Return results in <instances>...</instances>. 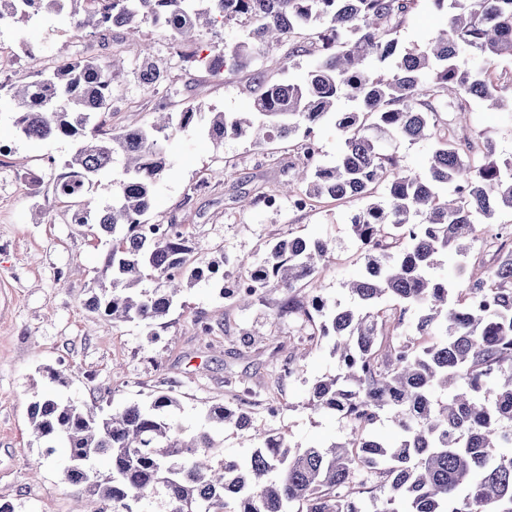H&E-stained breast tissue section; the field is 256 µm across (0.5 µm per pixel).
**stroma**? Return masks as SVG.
<instances>
[{"label":"stroma","mask_w":512,"mask_h":512,"mask_svg":"<svg viewBox=\"0 0 512 512\" xmlns=\"http://www.w3.org/2000/svg\"><path fill=\"white\" fill-rule=\"evenodd\" d=\"M449 22V15L429 0H416L396 37L401 47L413 48ZM140 29L136 51L122 28L104 35L75 33L66 9L0 24L5 60L0 84L24 85L64 62L115 58L121 68L112 76L107 132L119 133L135 120L148 122L162 99L175 114L200 107L192 127L174 124L167 131L168 170L156 188L151 214L181 225L199 251L223 257V271L184 289L154 324L105 322L89 310L87 300L111 243L95 225L73 223L72 207L53 187L74 145L67 139L20 137L14 113L0 109L5 147L0 153V502L12 504L15 512H74L77 506L76 487L61 475L64 448L46 452L31 433L28 408L38 392L115 411L170 386L180 400L178 421L191 431L209 405L235 403L244 385L252 392L250 411L257 425L284 434L290 445L328 444L346 433L341 419L312 413L304 404L307 381L336 369L329 345L311 348L302 375L280 376L290 339L305 335L304 324L279 315L282 294L260 295L241 308L225 300L220 289L223 272L237 273L243 264L260 261L278 239L322 236L329 239L334 259L296 293L304 298L316 290L330 301L348 303L343 283L364 269L350 228V217L362 203L323 197L298 210L282 197L279 209L270 211L256 197L280 194L293 179L301 163L296 141L259 147L241 136L218 145L205 133L211 113L251 111L261 92L255 70L266 71L274 81L296 82L312 56L289 57L285 42L259 58L256 67L214 74L195 61V53L214 54L234 44L246 35L247 23L218 27L188 48L177 46L151 22H142ZM146 58L166 77L159 92L146 90L136 78ZM466 110L469 123H456L451 112L441 113L440 121L456 139H488L497 159L512 157V108L496 112L472 98ZM202 322L210 325V335H201ZM51 369L68 375L69 386L51 383ZM271 391L282 405L276 416L267 411Z\"/></svg>","instance_id":"obj_1"}]
</instances>
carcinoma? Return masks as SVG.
<instances>
[{
	"mask_svg": "<svg viewBox=\"0 0 512 512\" xmlns=\"http://www.w3.org/2000/svg\"><path fill=\"white\" fill-rule=\"evenodd\" d=\"M34 0H0V23L33 17ZM43 12L71 6L75 31L127 30L139 46L138 18H149L173 40L244 19L247 37L199 62L210 72L244 67L264 45L292 37L288 56L311 55L299 84L265 81L251 112H213L211 141L253 135L257 145L288 140L331 123L343 140L336 163L302 161L305 191L288 195L364 199L382 185L385 197L351 217L365 259L347 284L352 306L321 295L299 299L294 289L333 261L328 241L287 237L259 264L221 288L249 305L264 292L284 295L279 315L319 322V333L298 337L308 351L331 344L336 372L314 380L306 407L339 417L344 441L293 448L279 433L256 425L246 400L210 405L186 435L172 415L171 388L146 404L101 414L52 394L34 396L28 416L45 448H67L65 479L87 493L91 512H512V227L501 225L483 277L457 285L438 275L440 256H465L485 234L477 219L512 209V159L494 158L491 143L461 147L441 136L438 117L474 97L504 106L488 69L512 57V0H431L451 11L449 27L424 46L402 51L393 34L415 0H39ZM387 65L378 76L374 63ZM114 61L66 62L49 77L7 95L15 127L30 140L81 141L55 193L79 208V223L112 239L103 275L88 307L105 321L147 324L166 316L184 284L213 274L219 262L195 253L184 231L145 220L167 169L161 135L167 115L110 137L100 116L112 111ZM139 78L156 90L163 78L151 65ZM435 140L428 166L407 169L382 151L388 140ZM122 165L112 200L90 208L94 180ZM397 303L388 321L382 297ZM388 415L395 436L376 431ZM247 431L256 446L242 457L216 458V436Z\"/></svg>",
	"mask_w": 512,
	"mask_h": 512,
	"instance_id": "carcinoma-1",
	"label": "carcinoma"
}]
</instances>
